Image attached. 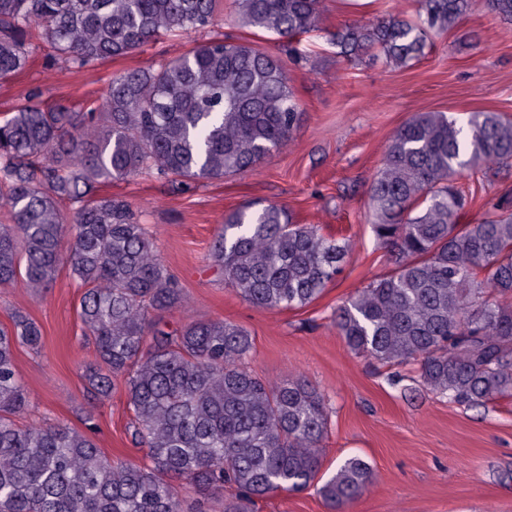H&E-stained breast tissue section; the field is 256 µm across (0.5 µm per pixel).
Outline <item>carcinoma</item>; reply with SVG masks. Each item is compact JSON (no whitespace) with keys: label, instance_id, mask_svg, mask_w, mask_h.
Wrapping results in <instances>:
<instances>
[{"label":"carcinoma","instance_id":"obj_1","mask_svg":"<svg viewBox=\"0 0 512 512\" xmlns=\"http://www.w3.org/2000/svg\"><path fill=\"white\" fill-rule=\"evenodd\" d=\"M325 0H234L237 24L279 36L298 54L325 30ZM475 9L512 18V0H417L401 15L343 24L341 53H377L393 68L425 55ZM221 0H0V77L40 44L73 69L126 56L151 40L215 23ZM33 93L0 118V285L46 288L63 265L84 288L78 316L96 364L84 380L107 397L124 378L131 443L148 462L109 458L84 429L21 426L29 394L15 365L40 327L20 311L0 327V512H251L277 491L301 492L323 468L328 413L303 378L268 382L246 366L252 338L224 319L161 327L181 303L145 225L100 189L144 170L184 185L246 172L290 143L301 110L280 58L215 38L157 67L112 76L81 104L47 105ZM512 163V119L475 111L460 124L420 112L393 133L369 189V220L393 270L336 310L347 346L383 364L411 362L417 382L461 406L512 393V212L467 220L478 192L465 172ZM78 205L73 215L60 209ZM352 243L297 224L287 206L225 216L211 257L250 304L294 309L317 300L342 272ZM373 481L363 457L340 461L318 488L336 509ZM195 503L184 505L180 487Z\"/></svg>","mask_w":512,"mask_h":512}]
</instances>
